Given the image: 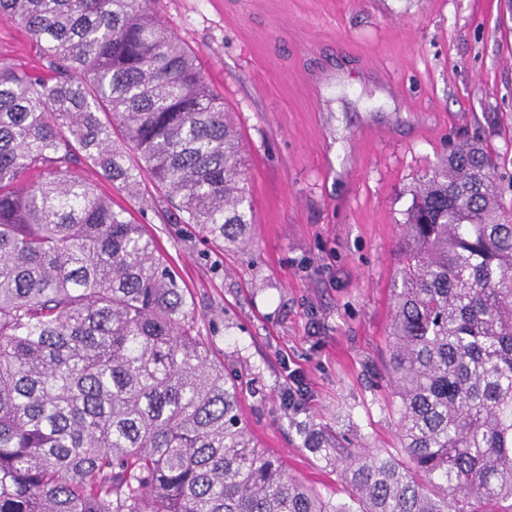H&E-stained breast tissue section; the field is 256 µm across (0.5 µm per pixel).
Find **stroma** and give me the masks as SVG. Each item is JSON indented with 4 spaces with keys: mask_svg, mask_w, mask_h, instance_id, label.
<instances>
[{
    "mask_svg": "<svg viewBox=\"0 0 512 512\" xmlns=\"http://www.w3.org/2000/svg\"><path fill=\"white\" fill-rule=\"evenodd\" d=\"M199 56L246 157L250 244L225 250L176 210L101 191L143 216L190 293L196 327L238 384L259 448L323 496L336 470L305 430L395 451L386 373L395 250L422 176L462 141L512 177V7L506 0H158ZM41 53L0 21V61ZM307 396L288 410L289 371Z\"/></svg>",
    "mask_w": 512,
    "mask_h": 512,
    "instance_id": "1",
    "label": "stroma"
}]
</instances>
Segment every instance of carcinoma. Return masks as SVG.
Wrapping results in <instances>:
<instances>
[{
	"label": "carcinoma",
	"mask_w": 512,
	"mask_h": 512,
	"mask_svg": "<svg viewBox=\"0 0 512 512\" xmlns=\"http://www.w3.org/2000/svg\"><path fill=\"white\" fill-rule=\"evenodd\" d=\"M156 0H0L46 75L0 63V512H512V219L462 142L404 224L387 378L401 452L306 436L323 496L258 449L182 277L75 170L248 245L239 135Z\"/></svg>",
	"instance_id": "1"
}]
</instances>
